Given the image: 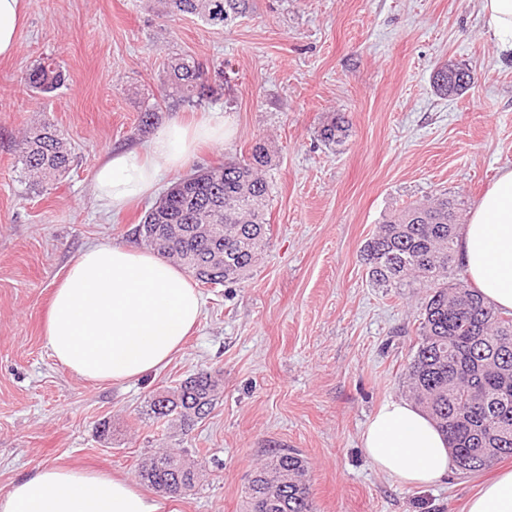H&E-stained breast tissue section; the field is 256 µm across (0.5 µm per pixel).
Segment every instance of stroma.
Segmentation results:
<instances>
[{
    "instance_id": "stroma-1",
    "label": "stroma",
    "mask_w": 512,
    "mask_h": 512,
    "mask_svg": "<svg viewBox=\"0 0 512 512\" xmlns=\"http://www.w3.org/2000/svg\"><path fill=\"white\" fill-rule=\"evenodd\" d=\"M17 54L0 59V495L37 465L58 463L137 478L167 448L204 463L198 486L164 497V512H242L245 490L273 450L307 461L312 512H464L485 470L417 488L378 471L361 444L372 415L404 401L422 292L374 287L361 251L386 215L439 193L471 213L512 168V60L500 56L479 0H249L229 25L159 17L156 0H27ZM223 72L200 107L162 102L172 53ZM57 58L66 82L42 95L21 76ZM473 81L436 93L437 65ZM157 127L222 117L223 145L201 147L186 172L246 159L256 142L273 159L269 243L245 279L201 286L204 316L183 350L129 383H92L44 346L52 288L91 243L134 244L133 230L174 182L121 212L101 208L93 173L114 149ZM346 120L342 143L319 131ZM75 163L41 193L20 171L18 141L43 122ZM222 383L191 430L149 419V398L199 370ZM112 435L99 436L101 423ZM454 67H455L454 69L457 70L458 72L463 71L467 75L468 81H466L464 83H458L457 85H455L452 88L450 93H448V72L451 71L450 70L451 66H448V64L442 65L441 67L437 68L433 74V84H434V87L436 88L437 92H439L442 95H447L448 97L458 96V95L462 94L464 91H466L469 88V86L473 80V74L468 67H466L465 65H459V64H455V63H454ZM443 71L446 73L447 81L444 84H439V82L436 79L437 75L435 76V73L439 74L440 72H443Z\"/></svg>"
}]
</instances>
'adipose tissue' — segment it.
<instances>
[{"mask_svg":"<svg viewBox=\"0 0 512 512\" xmlns=\"http://www.w3.org/2000/svg\"><path fill=\"white\" fill-rule=\"evenodd\" d=\"M25 0H0V57L15 55ZM223 120L171 122L141 147L113 152L96 169L94 195L119 210L149 195L166 173L182 169L204 144L223 143ZM468 279L489 305L512 311V169L481 198L458 237ZM191 278L157 254L132 245L93 244L53 290L44 344L62 367L83 379H140L166 366L203 314ZM381 472L407 486H430L450 473L448 444L429 416L405 402L385 403L362 435ZM162 504L128 476L41 465L0 496V512H162ZM467 512H512V471L485 482Z\"/></svg>","mask_w":512,"mask_h":512,"instance_id":"adipose-tissue-1","label":"adipose tissue"}]
</instances>
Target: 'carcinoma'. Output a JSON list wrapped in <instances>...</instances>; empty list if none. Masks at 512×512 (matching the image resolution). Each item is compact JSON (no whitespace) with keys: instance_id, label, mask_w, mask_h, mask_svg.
<instances>
[{"instance_id":"cac0c4a2","label":"carcinoma","mask_w":512,"mask_h":512,"mask_svg":"<svg viewBox=\"0 0 512 512\" xmlns=\"http://www.w3.org/2000/svg\"><path fill=\"white\" fill-rule=\"evenodd\" d=\"M161 16L192 15L213 27H224L246 0H158ZM468 81L453 88L433 81L442 95L458 96L473 80L471 70L455 65ZM63 67L45 58L25 73L24 83L37 94H50L65 82ZM222 84L189 54L168 60L161 96L193 106L213 96ZM341 117L320 130L330 145L345 138ZM272 155L257 142L250 157L229 158L174 182L146 211L134 229L138 243L167 236L171 225L180 234L159 255L180 263L199 282L222 286L238 281L264 251L271 193L264 171ZM71 148L54 125L28 132L19 144L18 164L30 187L43 192L73 165ZM458 200L443 193L425 203L393 211L379 224L362 250L369 281L378 288L424 290L415 322L417 343L405 379L409 396L432 418L448 439L451 466L461 475L484 470L512 456V317L490 306L467 282L454 277ZM221 380L201 370L153 397L149 404L157 422L171 420L188 429L205 419L221 394ZM196 464L181 455L162 453L139 470L155 489L198 482ZM307 462L292 449H280L255 473L245 496L247 512H311ZM276 496H271L269 490Z\"/></svg>"}]
</instances>
